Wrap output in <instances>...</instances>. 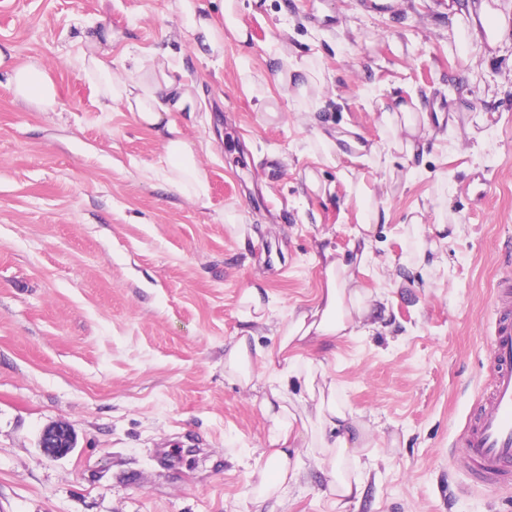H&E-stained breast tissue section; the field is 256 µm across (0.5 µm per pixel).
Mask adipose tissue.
I'll return each instance as SVG.
<instances>
[{
    "label": "adipose tissue",
    "instance_id": "ef3b65f1",
    "mask_svg": "<svg viewBox=\"0 0 512 512\" xmlns=\"http://www.w3.org/2000/svg\"><path fill=\"white\" fill-rule=\"evenodd\" d=\"M181 27L193 39L198 55L218 53L225 31H232L240 43L250 37L237 19V0H224L220 18L208 15L198 0H176ZM508 21L490 0H467L453 18L448 41L457 50L472 42L497 46ZM111 29L85 35L79 54L80 68L103 110L122 104L143 128L162 135L168 161L169 186L178 193L198 200L207 199L210 185L200 170L192 145L184 138L175 118L178 112H193L197 101L185 84L178 81L175 67L167 57L151 54L133 60L136 79L126 80L114 68L110 52L100 45L111 42ZM0 70L8 75L15 98L30 103L39 112H53L60 93L52 73L39 60L17 61L12 47L0 46ZM382 121L394 134L405 135L409 154L425 152L428 134L444 120L443 113L431 114L414 109L404 98L395 96L381 102ZM326 283L315 303L292 313L283 327L276 351L263 350L256 341L255 324L266 320L270 308L265 291L257 285L245 288L241 296L242 318L248 327L234 337L224 351V370L242 386L255 378V364L269 373L261 408L269 426L263 465L249 494L254 501L280 499L300 471L299 458L292 447L300 433H308L309 456L328 479V489L338 504L361 501L366 493L362 460L372 457L371 442L353 412L336 395L322 363L304 358L311 345L359 335L375 309L359 289L353 288L351 265L336 259L325 263ZM302 378L314 404L313 416L297 414L290 399L293 379Z\"/></svg>",
    "mask_w": 512,
    "mask_h": 512
}]
</instances>
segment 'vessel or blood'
<instances>
[{
  "mask_svg": "<svg viewBox=\"0 0 512 512\" xmlns=\"http://www.w3.org/2000/svg\"><path fill=\"white\" fill-rule=\"evenodd\" d=\"M503 266L491 297V380L457 441L471 471L488 482L512 470V241L505 247Z\"/></svg>",
  "mask_w": 512,
  "mask_h": 512,
  "instance_id": "1",
  "label": "vessel or blood"
}]
</instances>
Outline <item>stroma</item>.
<instances>
[{
  "label": "stroma",
  "mask_w": 512,
  "mask_h": 512,
  "mask_svg": "<svg viewBox=\"0 0 512 512\" xmlns=\"http://www.w3.org/2000/svg\"><path fill=\"white\" fill-rule=\"evenodd\" d=\"M237 17L249 44L228 32L200 57L173 0H0V43L40 58L63 103L34 111L0 75V512H512V483L482 484L453 460L489 381L488 300L512 237V26L461 55L447 0H238ZM102 24L115 70L157 51L180 67L198 108L179 124L208 199L170 190L162 138L97 104L76 58ZM280 55L312 61L322 84L304 98L277 84ZM396 94L454 114L424 156L386 136L379 103ZM267 101L281 122H266ZM321 122L378 156L322 163ZM361 187L387 219L359 268ZM442 222L458 231L429 271L416 243ZM327 249L387 306L366 335L307 352L370 427L366 496L338 506L308 461L260 507L248 489L264 369L241 386L224 348L256 282L271 311L254 332L277 347L322 288ZM54 424L76 434L63 457L39 446Z\"/></svg>",
  "instance_id": "obj_1"
}]
</instances>
